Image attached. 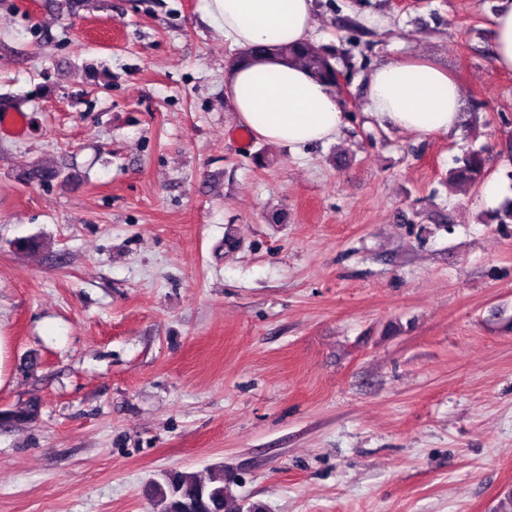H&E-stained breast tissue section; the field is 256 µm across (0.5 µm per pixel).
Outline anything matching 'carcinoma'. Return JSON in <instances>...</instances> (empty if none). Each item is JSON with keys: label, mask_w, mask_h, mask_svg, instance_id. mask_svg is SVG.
Returning a JSON list of instances; mask_svg holds the SVG:
<instances>
[{"label": "carcinoma", "mask_w": 512, "mask_h": 512, "mask_svg": "<svg viewBox=\"0 0 512 512\" xmlns=\"http://www.w3.org/2000/svg\"><path fill=\"white\" fill-rule=\"evenodd\" d=\"M273 52L287 61L304 66L313 77L339 87V76L345 74L344 61L328 48L314 43H302L269 47L256 45L245 55H261ZM486 150H471L456 159V166L450 169L449 179L469 188H479L488 175ZM62 169L57 165L22 173L18 179L24 183L36 178L45 184L59 179ZM488 224H512V195L507 196L499 206L485 213ZM236 479L223 466L203 471L188 472L172 470L153 481L145 488V494L153 502L156 512H262L258 504H237L233 486Z\"/></svg>", "instance_id": "obj_1"}]
</instances>
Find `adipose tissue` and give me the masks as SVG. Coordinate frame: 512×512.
Returning a JSON list of instances; mask_svg holds the SVG:
<instances>
[{"label":"adipose tissue","instance_id":"ef3b65f1","mask_svg":"<svg viewBox=\"0 0 512 512\" xmlns=\"http://www.w3.org/2000/svg\"><path fill=\"white\" fill-rule=\"evenodd\" d=\"M205 14L234 51L311 41L313 0H206ZM492 63L512 70V0H502L490 33ZM224 95L254 138L298 150L335 140L346 124L335 90L300 66L267 54L224 73ZM368 108L419 135L457 130L463 100L448 70L422 57L394 58L369 75Z\"/></svg>","mask_w":512,"mask_h":512}]
</instances>
